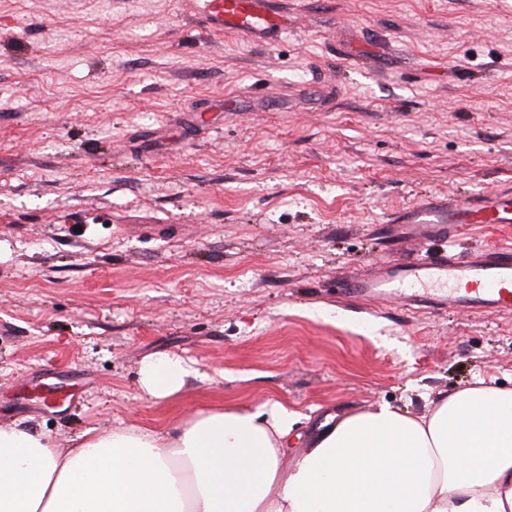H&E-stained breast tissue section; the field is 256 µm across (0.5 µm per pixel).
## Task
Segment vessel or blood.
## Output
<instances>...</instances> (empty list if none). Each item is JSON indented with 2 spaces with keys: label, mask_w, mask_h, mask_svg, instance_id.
Instances as JSON below:
<instances>
[{
  "label": "vessel or blood",
  "mask_w": 512,
  "mask_h": 512,
  "mask_svg": "<svg viewBox=\"0 0 512 512\" xmlns=\"http://www.w3.org/2000/svg\"><path fill=\"white\" fill-rule=\"evenodd\" d=\"M268 0H197L209 29H230L252 42L280 37L283 26ZM396 233H414L422 243L445 238L449 225L485 227L512 224V192L429 197L396 219ZM349 294L378 302L392 297L413 304H436L457 313L480 316L512 314V245L502 244L459 260L427 254L407 262L376 264L371 274L347 279Z\"/></svg>",
  "instance_id": "1"
}]
</instances>
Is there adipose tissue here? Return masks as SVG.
Listing matches in <instances>:
<instances>
[{
  "label": "adipose tissue",
  "instance_id": "1",
  "mask_svg": "<svg viewBox=\"0 0 512 512\" xmlns=\"http://www.w3.org/2000/svg\"><path fill=\"white\" fill-rule=\"evenodd\" d=\"M190 374L148 359L140 383L163 399ZM294 424L279 402L224 407L166 431H88L73 448L0 425V512H512V388L478 384L421 417L344 415L288 468Z\"/></svg>",
  "mask_w": 512,
  "mask_h": 512
}]
</instances>
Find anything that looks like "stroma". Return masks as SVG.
<instances>
[{"label": "stroma", "mask_w": 512, "mask_h": 512, "mask_svg": "<svg viewBox=\"0 0 512 512\" xmlns=\"http://www.w3.org/2000/svg\"><path fill=\"white\" fill-rule=\"evenodd\" d=\"M270 44L193 0H0V424L74 447L278 401L299 440L512 387V315L341 282L409 205L512 191V0H278ZM192 370L147 395L148 357Z\"/></svg>", "instance_id": "stroma-1"}]
</instances>
